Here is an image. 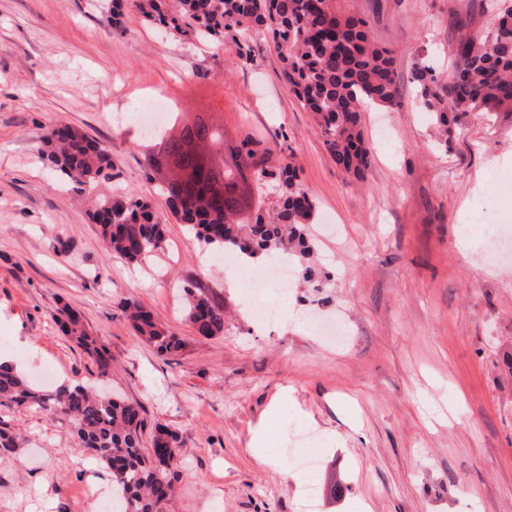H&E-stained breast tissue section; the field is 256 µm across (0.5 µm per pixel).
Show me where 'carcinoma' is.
Returning <instances> with one entry per match:
<instances>
[{
  "label": "carcinoma",
  "mask_w": 512,
  "mask_h": 512,
  "mask_svg": "<svg viewBox=\"0 0 512 512\" xmlns=\"http://www.w3.org/2000/svg\"><path fill=\"white\" fill-rule=\"evenodd\" d=\"M126 7L175 36L207 40L234 49L246 64L256 63L254 45L272 42L284 79L303 107L317 119L322 144L336 165L358 175L368 164L360 112L369 103L390 104L397 93L391 51L376 45L366 24L342 18L332 0H112L108 18ZM455 69L447 81L434 68L418 63L412 83L421 104L433 113L440 129L439 144L448 147L451 117L479 107H512V4L499 9L494 31L484 39L462 36L454 49ZM173 132L154 140L170 171H179L161 189L170 214L198 240L219 252L273 259L291 255L304 261L313 252L307 224L315 201L287 162L268 166L267 150L245 141L225 158L224 126L208 112L180 122ZM46 157L60 179L93 189L112 179L107 149L68 124L49 128ZM256 167V181L277 182L279 195L267 213L247 224L236 221L251 199L245 170ZM90 216L101 229L108 251L140 263L163 248V224L150 202L132 194L94 199ZM186 317L203 337L224 335V304L208 290L190 282L183 288ZM122 310L138 336L158 352L177 355L183 340L168 333L153 313L132 299ZM56 323L65 335L76 336L99 375L112 373V354L81 330L82 318L68 306L57 309ZM0 405L17 410L38 407L70 422L81 447L100 461L112 481V496L124 503L122 512H160L175 490L174 470L180 437L165 425L155 426L152 451L143 452V408L117 394L97 393L81 383L53 389L32 384L13 367L0 364Z\"/></svg>",
  "instance_id": "1"
}]
</instances>
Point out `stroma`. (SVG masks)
Returning a JSON list of instances; mask_svg holds the SVG:
<instances>
[{
	"label": "stroma",
	"mask_w": 512,
	"mask_h": 512,
	"mask_svg": "<svg viewBox=\"0 0 512 512\" xmlns=\"http://www.w3.org/2000/svg\"><path fill=\"white\" fill-rule=\"evenodd\" d=\"M334 2L394 57L395 103L361 114L369 163L358 177L326 152L272 47L250 66L132 10L106 24L109 0H0V358L35 382L49 368L56 385H107L140 403L146 427L175 430L181 465L160 512H303L289 448L321 461L317 512H512V261H492L484 239L487 219L512 225V189L494 179L512 171V110L459 115L445 149L411 81L418 61L451 76L456 41L491 31L499 0ZM155 92L182 121L210 112L227 145L252 138L274 166L293 155L318 218L339 225L328 237L309 224L323 286L270 289L276 325L257 323L239 276L168 215L166 172L124 119ZM60 121L109 149L112 180L98 194L151 201L163 250L137 265L107 252L82 194L39 155ZM193 281L227 309L223 335L198 336L186 320ZM128 298L184 340L178 355L137 335ZM63 304L110 350V377L53 321ZM309 314L340 319L345 339L313 333ZM0 428L20 439L0 457V512H100L84 491L111 489L109 473L67 420L0 407Z\"/></svg>",
	"instance_id": "obj_1"
}]
</instances>
